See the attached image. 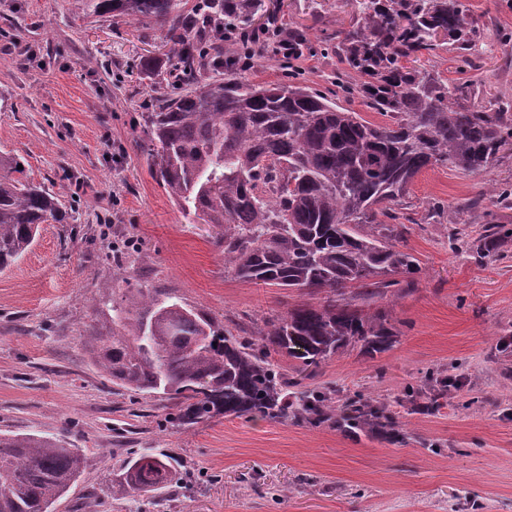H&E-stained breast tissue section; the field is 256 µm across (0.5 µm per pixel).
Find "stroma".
Listing matches in <instances>:
<instances>
[{
	"mask_svg": "<svg viewBox=\"0 0 512 512\" xmlns=\"http://www.w3.org/2000/svg\"><path fill=\"white\" fill-rule=\"evenodd\" d=\"M284 29L306 41L289 61L256 49L241 75L259 85H299L340 101L372 123L382 116L337 80L348 28L346 0H264ZM163 28L88 14L81 0H0V151L21 160L22 178L60 200L70 218L43 225L29 251L0 273V431L65 439L89 466L55 512H512V378L497 344L512 334V238L476 261L452 251L456 204L479 199L475 222L512 227L487 183H512V149L480 175L427 167L395 211L413 225L403 243L419 261L410 290L376 300L397 332L395 347L348 349L313 372L275 352L287 377L341 395L389 404L408 431L375 432L251 415L217 416L184 431L167 424L171 402L112 384L95 366L87 336L110 316L102 286L148 288L222 320L252 338L265 320L321 295L238 280L224 267L212 225L183 210L152 172L145 117L181 87ZM158 59L151 74L145 59ZM419 68L444 82L472 81L478 103L512 96V42L459 72L440 47ZM440 369L456 381L442 406L426 408L408 387ZM186 459L216 482L169 502L113 501L122 460L143 453Z\"/></svg>",
	"mask_w": 512,
	"mask_h": 512,
	"instance_id": "stroma-1",
	"label": "stroma"
}]
</instances>
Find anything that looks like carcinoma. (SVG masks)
I'll list each match as a JSON object with an SVG mask.
<instances>
[{
	"mask_svg": "<svg viewBox=\"0 0 512 512\" xmlns=\"http://www.w3.org/2000/svg\"><path fill=\"white\" fill-rule=\"evenodd\" d=\"M82 2L95 15L169 24L175 78L185 90L145 119L153 173L169 197L217 228L224 268L246 282L331 293L323 305L264 321L256 332L261 346L171 297L125 293L112 302L111 329L87 338L94 364L118 386L174 401L171 422L183 430L218 415L254 414L404 439L371 397L296 389L270 350L316 368L348 347L382 353L394 346L384 316L352 307L362 295L398 293L394 276L419 271L418 260L400 248L409 228L395 223L394 205L422 169L450 165L481 174L512 144V97L478 105L471 84L447 86L404 62L435 51L442 36L465 72L492 43L511 42L512 30L488 31L465 0H348L350 27L341 31L336 54L359 81L341 89L389 118L375 124L305 88L256 86L232 69L207 76L213 42L224 32L282 33L263 0H238L231 10L227 0H199L192 13L182 0ZM260 13L265 21L256 28ZM19 164L0 153V272L31 248L40 225L67 220L54 196L14 177ZM488 196L512 208V186ZM506 234L504 225L488 223L454 242L483 260ZM350 287L357 292L347 297ZM87 464L80 449L56 438L0 432V512H54ZM195 478L192 466L143 453L124 462L112 498L180 492Z\"/></svg>",
	"mask_w": 512,
	"mask_h": 512,
	"instance_id": "1",
	"label": "carcinoma"
}]
</instances>
